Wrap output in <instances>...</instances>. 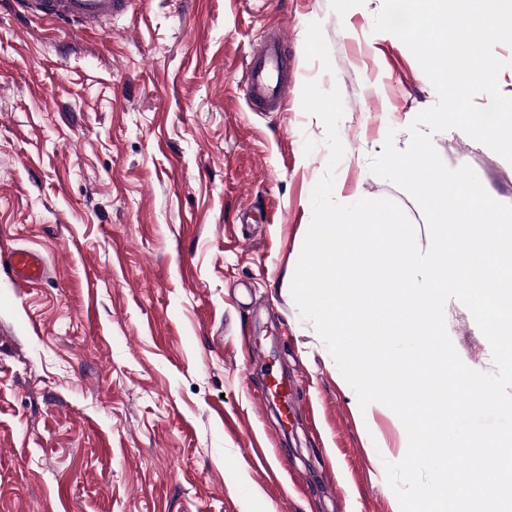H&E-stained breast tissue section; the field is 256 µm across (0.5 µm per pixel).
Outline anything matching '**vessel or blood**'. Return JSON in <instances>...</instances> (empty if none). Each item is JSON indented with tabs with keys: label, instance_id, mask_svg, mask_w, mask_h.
<instances>
[{
	"label": "vessel or blood",
	"instance_id": "1",
	"mask_svg": "<svg viewBox=\"0 0 512 512\" xmlns=\"http://www.w3.org/2000/svg\"><path fill=\"white\" fill-rule=\"evenodd\" d=\"M126 0H10L12 11L23 18H36L59 28H106ZM283 32L267 34L259 49L245 60L244 93L261 112L281 110L288 99V59ZM0 266L8 267L14 280L31 284L45 277V265L35 252L18 249L0 254Z\"/></svg>",
	"mask_w": 512,
	"mask_h": 512
}]
</instances>
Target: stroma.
Segmentation results:
<instances>
[{"label": "stroma", "mask_w": 512, "mask_h": 512, "mask_svg": "<svg viewBox=\"0 0 512 512\" xmlns=\"http://www.w3.org/2000/svg\"><path fill=\"white\" fill-rule=\"evenodd\" d=\"M383 0H129L106 31L15 17L0 0V512H401L386 479L408 438L360 407L291 282L329 151L306 82L339 88L335 198H389L426 242L417 202L371 173L437 93L374 29ZM286 35L288 106L251 109L242 64ZM432 142L512 204V163L457 129ZM446 326L495 370L459 301ZM295 384L278 426L265 368ZM264 455L256 457L253 446ZM8 267L14 280L19 284H31L45 277L43 259L35 252L17 249L6 255L0 254V266Z\"/></svg>", "instance_id": "35a3bbf8"}]
</instances>
